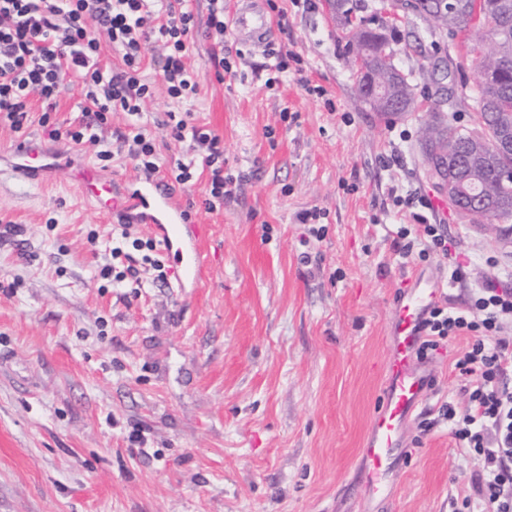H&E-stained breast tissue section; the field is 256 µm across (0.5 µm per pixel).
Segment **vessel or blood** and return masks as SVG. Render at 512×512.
<instances>
[{
    "mask_svg": "<svg viewBox=\"0 0 512 512\" xmlns=\"http://www.w3.org/2000/svg\"><path fill=\"white\" fill-rule=\"evenodd\" d=\"M231 27L235 37L247 43L266 45L271 41V24L258 0H239ZM0 164L27 183L46 184L59 173H68L84 199L104 211L112 209L115 185L111 177L98 172L90 162L76 161L71 154L30 141L1 156ZM123 212L130 223L148 225L157 237L164 255L177 267V288L200 287L208 261L204 229L192 223L176 187L159 177L137 182L125 192ZM440 295L438 281L415 278L408 280L406 292L394 306L384 396L360 450L361 490L370 499L386 498V480L396 460L406 453L404 427L428 389V378L417 365L416 350L421 324Z\"/></svg>",
    "mask_w": 512,
    "mask_h": 512,
    "instance_id": "1",
    "label": "vessel or blood"
}]
</instances>
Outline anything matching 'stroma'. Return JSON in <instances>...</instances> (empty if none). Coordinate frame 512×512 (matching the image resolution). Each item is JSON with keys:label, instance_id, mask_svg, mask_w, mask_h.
<instances>
[{"label": "stroma", "instance_id": "1", "mask_svg": "<svg viewBox=\"0 0 512 512\" xmlns=\"http://www.w3.org/2000/svg\"><path fill=\"white\" fill-rule=\"evenodd\" d=\"M273 2L288 15L273 45L224 38L245 57L239 76L217 79L212 40L195 37L194 100L161 87L159 44L143 60L156 89L142 122L162 164L180 152L161 139L168 115L188 111L223 139L224 170L239 178L213 211L206 177L183 190L205 232L201 288L113 287L100 275L112 225L67 174L25 188L0 177V512H453L468 495L473 462L443 426L398 462L385 502L360 490L393 300L413 273L445 274L399 259L391 190L423 195L471 256L465 281L443 290L458 306L512 272V223L469 226L441 205L419 147L447 113L390 119L362 104L329 0ZM390 37L418 97L446 96L439 72L460 47L412 21ZM285 46L298 59L279 75L269 51ZM315 208L312 236L298 216ZM466 345L449 340L426 364L437 383L407 439L444 401L465 408L453 362Z\"/></svg>", "mask_w": 512, "mask_h": 512}]
</instances>
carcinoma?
<instances>
[{
    "mask_svg": "<svg viewBox=\"0 0 512 512\" xmlns=\"http://www.w3.org/2000/svg\"><path fill=\"white\" fill-rule=\"evenodd\" d=\"M466 8L458 15L441 10V0H395L394 7L405 17L424 20L446 33L448 39L462 38L466 55L478 62L480 78L467 98L448 95L434 102L433 110L443 106L457 112L468 104L473 112L470 131L480 135L476 140L488 160L469 164L466 139L450 126L437 125L427 135L440 142L451 155L459 157V185L462 195L473 188L487 191L496 204L482 214L485 221L512 219V186H503L499 171L512 166V154L493 150V140L500 129L512 128V0H465ZM336 19L342 27L347 55L362 60L358 69V90L363 103L371 110L407 115L416 108L415 85L404 77L394 62V51L385 29L386 22L374 17L356 15L353 0H336ZM379 71L390 79L389 99H374L363 92L366 72Z\"/></svg>",
    "mask_w": 512,
    "mask_h": 512,
    "instance_id": "cac0c4a2",
    "label": "carcinoma"
}]
</instances>
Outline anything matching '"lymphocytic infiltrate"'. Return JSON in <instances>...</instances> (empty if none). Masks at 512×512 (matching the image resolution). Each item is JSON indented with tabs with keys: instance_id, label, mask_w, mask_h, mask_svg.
Instances as JSON below:
<instances>
[{
	"instance_id": "obj_1",
	"label": "lymphocytic infiltrate",
	"mask_w": 512,
	"mask_h": 512,
	"mask_svg": "<svg viewBox=\"0 0 512 512\" xmlns=\"http://www.w3.org/2000/svg\"><path fill=\"white\" fill-rule=\"evenodd\" d=\"M92 21L120 51L121 67L101 65L100 41L88 27ZM194 29L185 0H0V121L24 132L32 120L29 95L35 92L48 105L39 123L51 141L64 139L75 147L96 141V128L113 113L140 116L151 98L152 87L140 69L153 42L165 48L157 67L168 96H196L199 80L185 63ZM68 81L81 87L85 99L81 120L65 126L53 120L50 110ZM163 137L182 148L170 168L179 186L193 184L203 169L208 173L207 209L233 196L236 181L224 171V145L212 129L185 115L171 119ZM157 138L136 125L101 145L97 158L106 165L117 157L129 158L151 175L160 169ZM393 203L407 217L397 227V238L419 239L424 244L420 259L446 263L449 281H461L465 265L446 225L431 223L424 215L427 200L411 192L395 196ZM509 327L512 290L494 280L475 289L466 309L433 306L422 324L419 362L432 359L451 338L467 339L454 363L468 379L467 406L460 412L448 402L438 409L476 466L472 492L462 501L464 512H512V342L503 338Z\"/></svg>"
}]
</instances>
